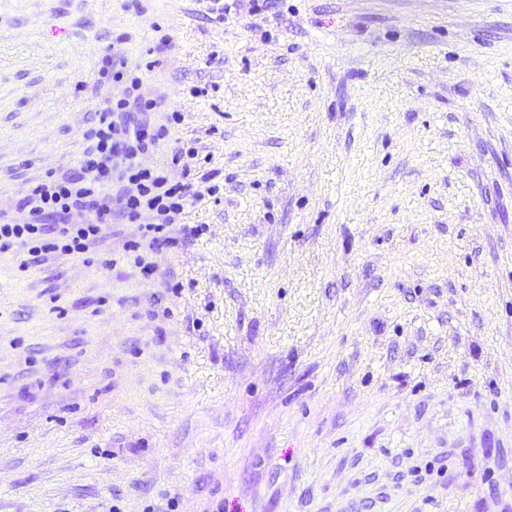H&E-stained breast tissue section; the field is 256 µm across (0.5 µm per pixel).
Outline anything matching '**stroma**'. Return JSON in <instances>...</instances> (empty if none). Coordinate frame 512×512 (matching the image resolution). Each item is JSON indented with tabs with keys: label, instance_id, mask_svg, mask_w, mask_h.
I'll return each mask as SVG.
<instances>
[{
	"label": "stroma",
	"instance_id": "stroma-1",
	"mask_svg": "<svg viewBox=\"0 0 512 512\" xmlns=\"http://www.w3.org/2000/svg\"><path fill=\"white\" fill-rule=\"evenodd\" d=\"M165 34L204 232L0 254V512H512V0H0L10 220Z\"/></svg>",
	"mask_w": 512,
	"mask_h": 512
}]
</instances>
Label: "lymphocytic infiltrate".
I'll use <instances>...</instances> for the list:
<instances>
[{
	"label": "lymphocytic infiltrate",
	"mask_w": 512,
	"mask_h": 512,
	"mask_svg": "<svg viewBox=\"0 0 512 512\" xmlns=\"http://www.w3.org/2000/svg\"><path fill=\"white\" fill-rule=\"evenodd\" d=\"M100 63L99 77L123 85V96L97 109L75 171L49 175L26 190L19 201L20 210L27 214L24 222L11 223L0 212V253L20 249L36 262L56 253H89L100 245L105 226L117 212L138 227V239L127 241L124 250L148 278L159 269L158 255L177 245L174 228L189 201L204 198L205 193L189 183L170 182L163 169L141 162L161 142L172 140L182 112L173 110L165 124L152 126L145 115L157 103L139 96L141 78L136 70L106 49ZM108 183L119 186L112 203L100 193ZM145 210L153 212L154 223H140Z\"/></svg>",
	"instance_id": "1"
}]
</instances>
